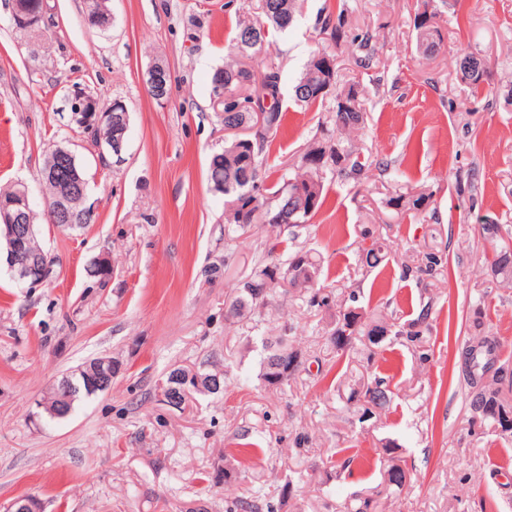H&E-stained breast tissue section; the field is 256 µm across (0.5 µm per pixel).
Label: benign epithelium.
Listing matches in <instances>:
<instances>
[{
    "label": "benign epithelium",
    "mask_w": 512,
    "mask_h": 512,
    "mask_svg": "<svg viewBox=\"0 0 512 512\" xmlns=\"http://www.w3.org/2000/svg\"><path fill=\"white\" fill-rule=\"evenodd\" d=\"M170 80V73L161 62L152 63L145 75L143 84L159 102L169 100L167 87ZM70 103V110L82 116L81 126L90 131L98 123L99 113L95 111L94 99L82 88L76 87L67 95ZM129 120L123 117V121L112 125V136L107 143H98V153L102 154L108 150L116 160L123 161L122 152L128 140ZM16 210L11 212L8 209H0V238L5 239L7 244V255L5 258L7 267L14 280L27 282L31 285L42 284L47 281L51 274V264L47 256L31 255L26 248V243L35 234L36 225L32 222L27 189L18 193V200L14 202ZM47 217L50 224L55 227H67L71 223V215L62 204H55L47 207ZM118 369L117 364L109 359L98 357L85 362L80 370L86 372L96 382L100 390L105 391L112 380V371ZM203 390V378L199 375H188L186 378L177 380V384L170 385L169 397L165 405L177 408L180 396L190 392Z\"/></svg>",
    "instance_id": "7a95c632"
}]
</instances>
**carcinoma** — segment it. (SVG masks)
Instances as JSON below:
<instances>
[{"instance_id": "obj_1", "label": "carcinoma", "mask_w": 512, "mask_h": 512, "mask_svg": "<svg viewBox=\"0 0 512 512\" xmlns=\"http://www.w3.org/2000/svg\"><path fill=\"white\" fill-rule=\"evenodd\" d=\"M430 0H422L414 15L413 27L416 31L417 48L431 57L441 50L442 34L437 26L438 11H428ZM299 11L298 0H266L259 5L258 15L237 23L233 49L235 59L224 67L214 71L211 78L212 95L218 96V90L224 89V101L213 104L226 127L249 128L255 110L268 113L267 132L250 140L230 141L224 150L211 157L208 167V182L211 190L221 193L225 198V221L227 234L243 231L253 224H269L279 229L299 228L308 223L322 209L325 201L324 174L328 171L336 176L360 180L370 167L361 153L346 145L343 136L361 129L367 120L362 104L360 90L352 82L336 95V107L333 110V130L324 134L322 139L308 146L297 170L281 176L275 182H267L262 174L263 154L269 139L277 133L283 120L281 109L282 78L278 68L271 66L257 72L246 66L242 59L261 51L270 43V38L279 32L288 30ZM316 26L328 36L335 46L351 44L358 48L361 55L355 63L369 70L376 63L372 48L373 35L365 31L352 30L347 9L339 6L334 11H321L316 17ZM250 36L253 42L244 44V37ZM325 50L315 52L301 77L293 87V100L296 104L312 107L324 100L327 94L320 90L327 84L336 86V67L324 68L320 56ZM489 71V61L475 53H467L460 58L458 78L461 82L477 88ZM47 201L61 202L74 213L72 229L93 222L94 214L85 211L80 197L66 192L67 176L61 173L57 177L41 178ZM387 204L399 213L421 214L431 204V196L398 194L388 199ZM484 238L495 243L492 265L494 275L512 283V240L502 235L498 224L481 225ZM385 260L383 245L374 241L371 247L363 250L361 262L376 267ZM295 264L299 275L292 280L277 279V268ZM321 261L310 251L296 250L283 262L259 263L239 284L234 296L226 304V317L242 318L267 304L268 298L281 288L287 294L300 288L306 292V303L317 311H329L337 305L333 291L318 285L321 275ZM357 298L348 296V304L336 315L335 326L329 333L328 341L338 357L348 353L357 337L361 336L369 343V348L380 346L391 336H404L414 343L420 340L423 332L430 330L431 311L421 310L416 325L419 329H396L394 324L382 318L366 313L355 306ZM293 327L283 325L281 333L264 340L265 356L261 362L260 380L269 388L277 387L271 380L275 368L282 356L293 357L301 353L296 347L294 337L288 335ZM496 341L491 336H481L467 345L472 361L479 365L476 375L483 376L496 352ZM100 393L95 381L79 372L67 376L64 383L57 384L51 390L45 405L57 418H64L72 411L74 403ZM497 398L494 386L488 385L481 391H471L470 406L473 413L483 421L498 427L501 421L495 413L487 410V405ZM349 400L361 406L363 414L374 409L383 410L392 401L388 383L382 377L371 382L355 383L351 386ZM224 512H275L274 506L263 499L260 491L255 490L248 498H238L224 506Z\"/></svg>"}]
</instances>
